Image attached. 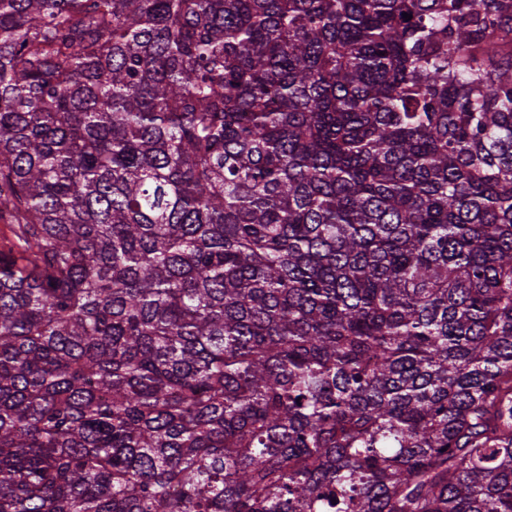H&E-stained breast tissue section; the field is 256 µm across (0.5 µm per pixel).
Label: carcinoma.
Listing matches in <instances>:
<instances>
[{"mask_svg": "<svg viewBox=\"0 0 512 512\" xmlns=\"http://www.w3.org/2000/svg\"><path fill=\"white\" fill-rule=\"evenodd\" d=\"M0 222V512H512V0H0Z\"/></svg>", "mask_w": 512, "mask_h": 512, "instance_id": "cac0c4a2", "label": "carcinoma"}]
</instances>
